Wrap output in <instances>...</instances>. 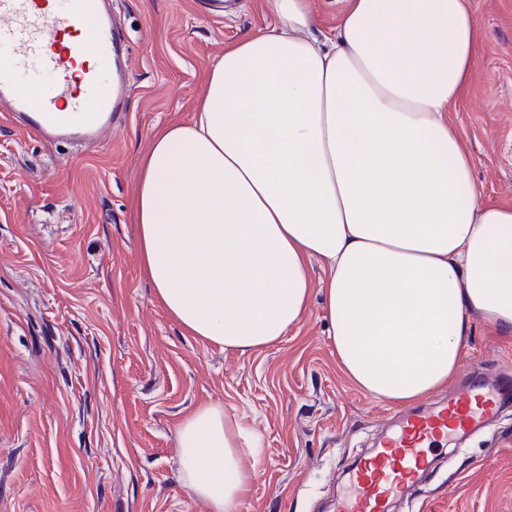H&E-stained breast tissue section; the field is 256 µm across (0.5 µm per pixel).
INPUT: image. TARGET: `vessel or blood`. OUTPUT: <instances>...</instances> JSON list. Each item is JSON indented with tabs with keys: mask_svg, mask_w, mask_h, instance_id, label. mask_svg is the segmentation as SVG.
Returning a JSON list of instances; mask_svg holds the SVG:
<instances>
[{
	"mask_svg": "<svg viewBox=\"0 0 512 512\" xmlns=\"http://www.w3.org/2000/svg\"><path fill=\"white\" fill-rule=\"evenodd\" d=\"M112 0H0V112L48 140L91 142L111 125L124 94V71ZM95 51L83 64L73 41ZM45 75L32 101L23 76ZM512 399V384L472 378L447 401L399 418L396 427L351 472L335 512H391L394 498L432 466V448L484 428Z\"/></svg>",
	"mask_w": 512,
	"mask_h": 512,
	"instance_id": "b4317fda",
	"label": "vessel or blood"
}]
</instances>
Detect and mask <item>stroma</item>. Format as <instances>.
<instances>
[{
  "label": "stroma",
  "instance_id": "1",
  "mask_svg": "<svg viewBox=\"0 0 512 512\" xmlns=\"http://www.w3.org/2000/svg\"><path fill=\"white\" fill-rule=\"evenodd\" d=\"M112 0L128 51L125 112L101 142H50L0 116V512H209L179 470L178 426L200 406L260 438L241 512H332L353 460L403 405L341 370L311 262L309 313L259 352L186 333L139 266L138 158L190 121L225 49L271 23L265 0ZM483 30L452 119L484 197L512 206V0H470ZM461 368L512 378V335L479 312ZM396 512H512V403L437 449Z\"/></svg>",
  "mask_w": 512,
  "mask_h": 512
}]
</instances>
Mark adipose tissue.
<instances>
[{"label":"adipose tissue","instance_id":"ef3b65f1","mask_svg":"<svg viewBox=\"0 0 512 512\" xmlns=\"http://www.w3.org/2000/svg\"><path fill=\"white\" fill-rule=\"evenodd\" d=\"M225 49L190 122L139 160L142 270L189 334L261 351L309 311L312 261L342 370L403 404L457 373L479 311L512 334V207L483 199L451 120L482 29L469 0H348L318 30L308 0ZM209 512H239L258 439L217 403L179 426Z\"/></svg>","mask_w":512,"mask_h":512}]
</instances>
